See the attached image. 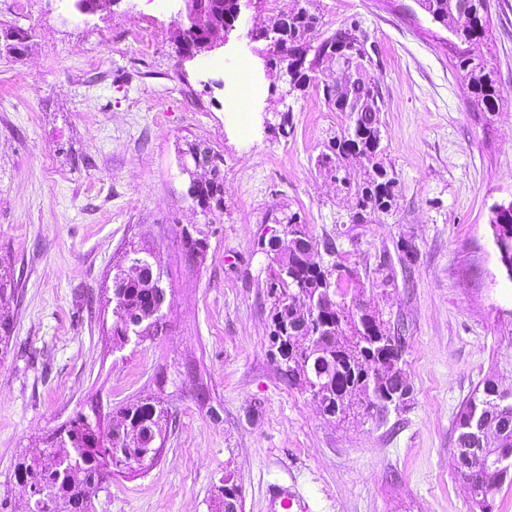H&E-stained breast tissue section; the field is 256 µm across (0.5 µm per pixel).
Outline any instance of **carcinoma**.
<instances>
[{
  "instance_id": "obj_1",
  "label": "carcinoma",
  "mask_w": 512,
  "mask_h": 512,
  "mask_svg": "<svg viewBox=\"0 0 512 512\" xmlns=\"http://www.w3.org/2000/svg\"><path fill=\"white\" fill-rule=\"evenodd\" d=\"M320 0H303L296 12L284 19L280 15L268 17L261 26L251 28V41L274 44L267 41V34L274 30L281 33L279 43L288 45V65L300 64L298 78L289 90H301L312 84L319 86L318 75L336 56L343 53H367L363 31L358 24L342 25L333 31L324 28ZM419 7L432 20L449 29L460 47L457 48L453 66L458 79L467 87L472 102L485 112H494L499 106L496 80L490 61L482 46L485 44L489 22V0H417ZM191 12L184 16L180 25L179 57L197 53L202 49L198 40L224 31V26L239 20L236 0H190ZM28 31L11 28L4 33L3 47L8 56L21 54ZM314 49V55L302 60L298 52ZM375 87L370 80L353 88L352 94L364 99L356 112L349 113L347 128L354 129L348 139L338 138L328 146L318 163L327 175L341 182L348 191L354 192L362 217V211L386 210L390 205L395 178L379 159L381 149L375 144L380 130L378 113L380 106L373 99ZM365 160L366 173L362 183L351 186L339 172L352 148ZM188 194L197 199L210 213L224 209V175L219 164L211 165L210 177L188 187ZM298 215H288L290 223L282 228L283 238L274 243L278 278L273 282L276 295L272 314V336L283 339L279 353L281 369L288 382L300 387L315 383L323 376L328 380L325 391H312L319 397L323 411L337 421L346 419L357 409L378 411L387 406L390 392L398 384L397 374L403 372V345L401 336L392 331L383 313L358 302H332L317 298L333 287L349 294L345 281L353 274H340L341 265L323 269L320 266L299 264L293 248V234L306 228L297 222ZM125 259L136 261L119 285L113 288L115 320L112 333L120 338L129 336V325L140 321L144 332L157 326L154 312L161 301V272L144 249L134 245L124 253ZM315 316L316 335L311 351L292 341L303 311ZM13 331V319L0 311V350L6 351ZM479 411L500 428V433L490 432L478 436L470 431L474 412ZM165 410L158 402H137L126 405L118 412L115 426L117 436L126 438L136 434L141 445L129 449L126 466L143 462L140 453L153 439ZM99 429V422L80 413L69 424L55 431L51 445L44 448H27L18 457L14 477L44 491L40 512H90L96 490L108 471L100 465V454L115 439H104L95 451L86 449L91 429ZM455 446L452 465L464 480L473 475L485 474L489 483L468 484L471 493V512H494V495L512 479L511 473H503L501 467L506 454H512V402H503L497 384L486 379L482 387L464 403L455 422Z\"/></svg>"
}]
</instances>
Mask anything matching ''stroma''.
<instances>
[{
	"mask_svg": "<svg viewBox=\"0 0 512 512\" xmlns=\"http://www.w3.org/2000/svg\"><path fill=\"white\" fill-rule=\"evenodd\" d=\"M181 0H0V27L32 30L0 57V300L13 339L0 355V512H27L20 452L76 414L109 430L120 408L165 409L154 459L112 472L94 512H215L225 476L241 512H271L267 486L308 512H470L451 451L457 412L494 378L512 391V278L495 244L512 201V0H490L499 107L471 103L447 29L416 0H320L327 29L358 23L375 49L384 99L380 158L396 181L384 211L317 160L346 127L315 89L289 90L248 29L297 0L244 11L223 47L177 53ZM153 38L142 51L132 25ZM224 66L201 71L202 61ZM250 61L251 131L226 116ZM222 155L224 211L188 195L179 146ZM298 213L324 266L357 271L350 288L404 336L410 396L398 409L339 422L292 386L276 358L271 242ZM204 239L188 257L185 234ZM149 249L167 303L156 334H112V280L128 244Z\"/></svg>",
	"mask_w": 512,
	"mask_h": 512,
	"instance_id": "35a3bbf8",
	"label": "stroma"
}]
</instances>
